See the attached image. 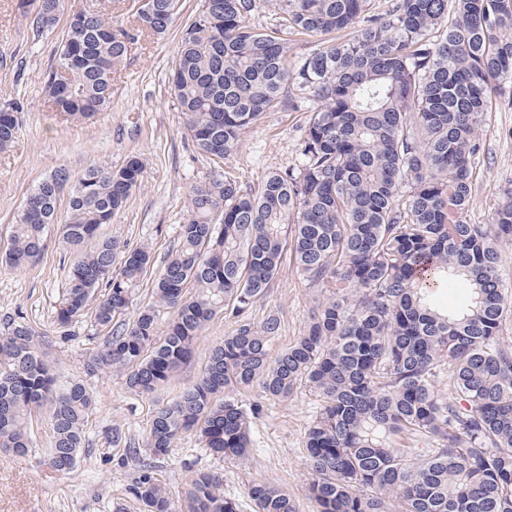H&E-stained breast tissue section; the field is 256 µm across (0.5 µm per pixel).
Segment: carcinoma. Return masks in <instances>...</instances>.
I'll return each instance as SVG.
<instances>
[{"label":"carcinoma","mask_w":512,"mask_h":512,"mask_svg":"<svg viewBox=\"0 0 512 512\" xmlns=\"http://www.w3.org/2000/svg\"><path fill=\"white\" fill-rule=\"evenodd\" d=\"M268 30L247 25L256 0H201L182 30L169 83L197 147L222 159L267 112L309 103L303 160L245 190L232 178L194 186L177 249L164 256L151 301L124 319L156 263L143 246L102 238V225L140 188L145 163L88 168L71 187L61 236L74 251L56 322L90 314L111 328L86 373L124 371L126 387L151 394L187 364L216 316L238 319L194 385L158 409L144 440L109 429L112 447L136 470L129 494L141 512H176L155 461L192 435L213 455L244 459L262 411L236 392L258 386L267 400L305 385L322 406L305 433L316 512H512V344L500 336L512 311L498 239L512 236V189L494 223L468 220L479 130L512 80V0H267ZM179 0H147L139 29L168 30ZM60 0H18L39 31ZM353 36L321 44L288 68L289 32ZM136 34L112 23L107 2L79 9L43 75L49 108L85 121L111 102L114 66ZM22 111L0 104V151L17 139ZM65 169L43 179L0 257L22 268L45 248ZM408 191L399 199L400 189ZM326 297L302 336L276 358L280 320L247 313L276 277L285 251ZM466 284L454 309L433 288ZM169 314L161 325L160 313ZM0 334V448L26 454L28 424L50 409L44 465L67 475L80 460L94 400L80 381L60 385L35 331L9 317ZM448 373V393L437 386ZM401 435L427 448H401ZM255 512H295L270 481L246 488ZM186 512H238L224 474L195 470Z\"/></svg>","instance_id":"1"}]
</instances>
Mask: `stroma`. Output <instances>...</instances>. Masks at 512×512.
<instances>
[{"instance_id": "stroma-1", "label": "stroma", "mask_w": 512, "mask_h": 512, "mask_svg": "<svg viewBox=\"0 0 512 512\" xmlns=\"http://www.w3.org/2000/svg\"><path fill=\"white\" fill-rule=\"evenodd\" d=\"M95 2L63 0L54 27L38 32L20 14L17 0H0V101H17L23 107L15 144L0 152V254L10 244L12 226L28 194L61 168L76 178L90 166L117 169L130 156L141 155L146 163L142 185L104 233L123 245L148 246L159 258L177 245L191 187L220 174L250 189L269 172L295 168L302 160L309 118L302 109L265 113L224 159H210L198 150L169 88V75L181 31L196 15L201 0H180L165 35L141 34L113 73L110 107L92 122L68 123L55 116L44 104L42 75L54 61L73 11ZM480 138L484 158L474 177L468 218L474 224H488L504 190L512 188V82L503 85ZM71 261V252L53 225L34 263L21 270L0 265V323L9 316L24 317L36 332L39 349L54 363L59 382L84 381L95 399L85 427V451L71 474H56L42 463L50 441L44 408L32 416L33 445L27 455L0 451V512H112L116 502L124 504L126 512H138L127 494L134 466L114 458L108 430L118 425L144 438L158 408L198 380L212 348L237 327L236 318L215 317L200 336L193 359L168 385L149 395L130 392L119 371L86 376L85 364L101 347L107 330L87 315L63 329L56 324L55 308ZM322 298V290L298 273L292 257H285L271 287L248 313L256 323L271 314L279 317L281 331L269 345L270 357H277L301 336ZM237 398L247 406L264 404L263 414L253 423L254 446L248 457L218 459L202 451L194 437H186L157 463V477L170 498L177 503L183 500L192 471L220 469L224 494L237 502L239 512H253L245 489L261 480L288 490L296 512H316L306 492L311 470L304 437L320 409L319 396L302 387L287 398L265 401L259 388L252 387L240 390Z\"/></svg>"}]
</instances>
